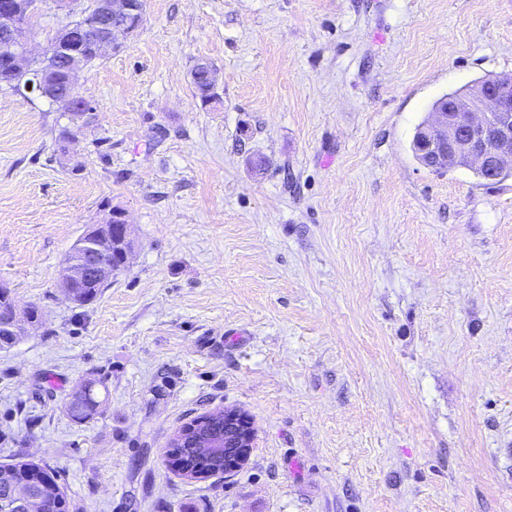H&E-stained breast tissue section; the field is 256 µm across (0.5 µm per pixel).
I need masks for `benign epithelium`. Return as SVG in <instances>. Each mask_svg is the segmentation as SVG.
<instances>
[{
    "mask_svg": "<svg viewBox=\"0 0 512 512\" xmlns=\"http://www.w3.org/2000/svg\"><path fill=\"white\" fill-rule=\"evenodd\" d=\"M144 0H106L105 8L95 5L87 21L71 25L55 35L51 49L43 54L49 59L65 50L68 41L80 36L95 42L103 52L114 45L119 34L134 33L142 24ZM26 19L11 0H0V50L7 53L10 66L28 64V52L22 41ZM473 93L452 101L433 112V119L417 128L413 151L420 163L432 170H473L486 181H495L512 173V78L493 84H475ZM134 249L125 215L116 224H92L75 244L64 266L60 288L73 304L82 302L81 289L88 285L104 286L124 267ZM38 322L28 309L13 306L0 312V348L11 346L18 337ZM224 428L199 417L185 424L181 448L197 447L200 438L214 436L224 445V474L239 469L253 448L254 432L249 418L238 410L222 411ZM212 455L203 449L195 457L194 476L210 477L217 467L210 465ZM0 494V512H32L37 502L33 491L5 483Z\"/></svg>",
    "mask_w": 512,
    "mask_h": 512,
    "instance_id": "7a95c632",
    "label": "benign epithelium"
}]
</instances>
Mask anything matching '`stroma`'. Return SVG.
<instances>
[{
    "instance_id": "stroma-1",
    "label": "stroma",
    "mask_w": 512,
    "mask_h": 512,
    "mask_svg": "<svg viewBox=\"0 0 512 512\" xmlns=\"http://www.w3.org/2000/svg\"><path fill=\"white\" fill-rule=\"evenodd\" d=\"M82 8L43 0L32 54ZM503 74L512 0H145L78 74L92 122L1 87L0 284L41 321L0 351V465L50 469L69 512H512V176L412 151ZM114 210L134 252L72 305L64 261ZM227 408L248 463L172 471ZM94 381L87 382L82 390L73 395L70 400L67 410L68 414L77 420L86 419L94 411L100 407V401H97L93 395ZM223 417L224 429L218 430L216 426H211L212 420L209 418L199 417L186 423L184 426L185 432L182 435L189 434L188 437L182 436L178 442V447L173 450H179L183 448L182 457L188 461V465L193 460V455L196 454L195 463L193 467L185 469V472L192 469L194 476L198 478L210 477L217 471V467L210 465L209 460L212 455L207 450L201 448V452L198 454L196 444L200 439V435L203 438H209L215 435L219 439L220 443L224 445V458L223 467L224 475L230 474L239 469L248 459L251 449L253 448L254 432L252 429L251 421L249 418L240 413L237 409H224L220 413ZM195 432V433H193ZM191 445V447H187ZM190 448H193L190 452ZM188 453V454H186ZM210 465V466H209Z\"/></svg>"
}]
</instances>
